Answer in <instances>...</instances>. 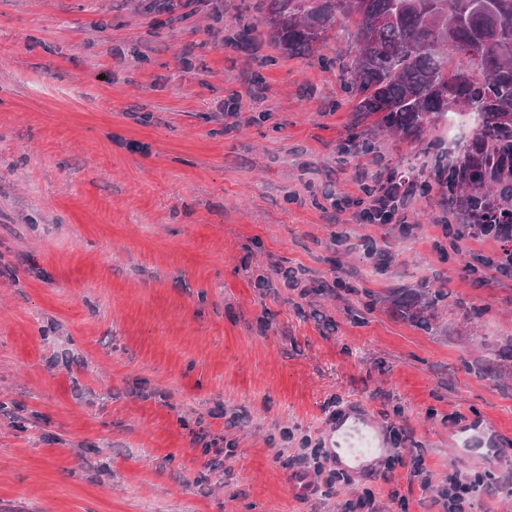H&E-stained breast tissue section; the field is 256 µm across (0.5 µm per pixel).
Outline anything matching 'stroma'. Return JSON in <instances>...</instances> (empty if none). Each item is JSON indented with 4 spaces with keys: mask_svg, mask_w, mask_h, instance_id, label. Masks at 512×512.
<instances>
[{
    "mask_svg": "<svg viewBox=\"0 0 512 512\" xmlns=\"http://www.w3.org/2000/svg\"><path fill=\"white\" fill-rule=\"evenodd\" d=\"M154 2L0 0V512H433L450 473L471 512H512V458L456 438L475 419L512 446V378L475 370L512 341V280L464 268L498 242L451 249L435 188L401 226L332 206L432 171L472 118L374 134L342 34L289 57L259 0H174L163 26ZM439 277L435 334L385 301ZM353 400L429 487L330 485L327 457L292 495L283 458Z\"/></svg>",
    "mask_w": 512,
    "mask_h": 512,
    "instance_id": "35a3bbf8",
    "label": "stroma"
}]
</instances>
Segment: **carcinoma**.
I'll return each instance as SVG.
<instances>
[{
  "label": "carcinoma",
  "mask_w": 512,
  "mask_h": 512,
  "mask_svg": "<svg viewBox=\"0 0 512 512\" xmlns=\"http://www.w3.org/2000/svg\"><path fill=\"white\" fill-rule=\"evenodd\" d=\"M277 0L284 23L268 30L288 56L308 55L344 20L355 28L347 78L363 116L378 128L421 138L430 119L470 109L476 135L454 161L435 166L457 222L448 238H494L512 244V0ZM483 268L512 278V247L483 257ZM448 289L396 288L388 301L411 325L433 332ZM478 370L512 371V342Z\"/></svg>",
  "instance_id": "obj_1"
}]
</instances>
